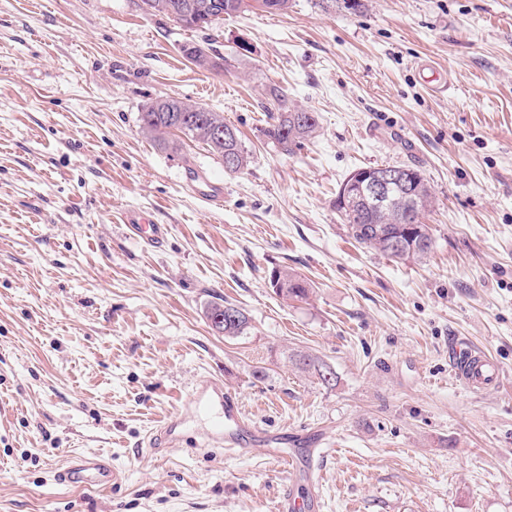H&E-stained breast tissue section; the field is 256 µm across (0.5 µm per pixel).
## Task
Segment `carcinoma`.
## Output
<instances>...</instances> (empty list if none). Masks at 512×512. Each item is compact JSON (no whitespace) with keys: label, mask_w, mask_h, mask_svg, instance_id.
<instances>
[{"label":"carcinoma","mask_w":512,"mask_h":512,"mask_svg":"<svg viewBox=\"0 0 512 512\" xmlns=\"http://www.w3.org/2000/svg\"><path fill=\"white\" fill-rule=\"evenodd\" d=\"M185 4L187 12L193 16L205 11L213 14L218 8L230 17L237 13L251 10L249 0H180ZM196 103H189L176 97H161L149 103L141 113L143 128L153 135L159 145L168 147L170 141L167 128L177 121H182L180 132L183 137L203 143L206 149L222 162L233 160L232 172L238 173L251 162L249 153L242 146L237 129L224 122L218 112H196ZM220 124L231 135L224 139L208 136L209 127ZM319 129V115L300 106L284 107L275 121L266 130V136L274 147L282 153L290 155L306 141L315 136ZM416 181L410 197L396 194L395 202L387 208L377 207L367 197L356 201L352 196L336 193V210L347 225L349 235L359 244L373 249L389 258L403 262L419 261L425 258L432 249V236L428 225L423 223L424 215L433 206V192L421 171L411 168ZM413 215L417 222L414 237L406 240V245L399 251H393L389 242L392 237L402 234L400 221L407 215ZM277 287L274 293L284 299L304 300L308 298L310 288L306 280L288 271H276ZM209 319L212 327H217L228 337L243 335L250 325V319L244 309L228 301L211 307ZM297 368L311 373L321 385L332 387L337 383L336 373L318 357L310 354L296 353L291 355Z\"/></svg>","instance_id":"carcinoma-1"}]
</instances>
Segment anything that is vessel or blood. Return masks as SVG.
<instances>
[{
	"instance_id": "obj_1",
	"label": "vessel or blood",
	"mask_w": 512,
	"mask_h": 512,
	"mask_svg": "<svg viewBox=\"0 0 512 512\" xmlns=\"http://www.w3.org/2000/svg\"><path fill=\"white\" fill-rule=\"evenodd\" d=\"M415 70L422 74L432 92L447 91L445 77L425 59L415 60ZM188 188L208 204L221 202L223 189L202 172H195L187 179ZM134 231L146 242L160 244L166 234L164 225L158 224L146 214H133L128 218ZM452 365L459 379L470 388H481L498 381L499 368L485 352L474 346L453 342ZM205 414L209 425L199 431L197 437L203 446L225 447L238 452L250 448L266 449L269 456L279 457L281 445L287 439L280 434L269 433L246 421L241 406L232 394L225 392L221 380L210 378L193 385L182 402L181 415L171 418L155 438L156 445H167L182 440L181 430L186 416ZM58 480L77 488L104 487L118 483L120 476L115 469L93 457H79L59 471ZM319 496L315 489H308L304 499H297L293 491H286L275 505V512H318Z\"/></svg>"
}]
</instances>
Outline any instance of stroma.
Returning a JSON list of instances; mask_svg holds the SVG:
<instances>
[{
	"instance_id": "1",
	"label": "stroma",
	"mask_w": 512,
	"mask_h": 512,
	"mask_svg": "<svg viewBox=\"0 0 512 512\" xmlns=\"http://www.w3.org/2000/svg\"><path fill=\"white\" fill-rule=\"evenodd\" d=\"M366 4L291 0L187 30L141 0H0V512H271L305 489L319 440L323 512H512V0ZM281 93L320 118L291 155L264 134ZM165 96L223 113L251 165L158 146L140 114ZM190 164L223 206L186 191ZM381 165L432 187L422 261L359 245L336 210L345 178ZM141 211L167 226L161 245L131 233ZM275 270L309 298L277 296ZM221 300L246 311L245 334L212 328ZM453 336L499 364L498 384L461 383ZM298 351L337 385L298 370ZM206 377L287 433L295 468L259 448L151 445ZM86 454L120 482L60 484ZM413 67L422 74L425 82L433 93H443L448 90L445 77L437 71L428 60H415ZM291 359L298 369L311 373L321 385L325 387L336 385V373L331 371L330 366L324 360L301 352L291 355ZM328 375H330L329 378Z\"/></svg>"
}]
</instances>
